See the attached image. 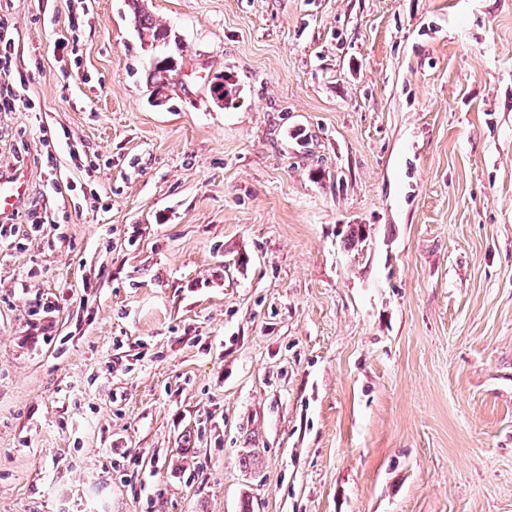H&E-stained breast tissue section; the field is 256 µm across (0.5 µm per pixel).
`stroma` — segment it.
I'll return each mask as SVG.
<instances>
[{
	"instance_id": "1",
	"label": "stroma",
	"mask_w": 512,
	"mask_h": 512,
	"mask_svg": "<svg viewBox=\"0 0 512 512\" xmlns=\"http://www.w3.org/2000/svg\"><path fill=\"white\" fill-rule=\"evenodd\" d=\"M0 15V512H512V0ZM134 20L139 37L142 38L146 48L152 47L151 41L153 43H161L162 41L164 44L166 43L169 37L167 30L160 24H157L150 15L139 11L137 14L135 13ZM177 69L178 62L174 55L164 58H155L149 70L150 87L169 89L171 84H175L174 82L172 83V81L177 75ZM29 194L28 175L24 168L0 170V217L12 215Z\"/></svg>"
}]
</instances>
